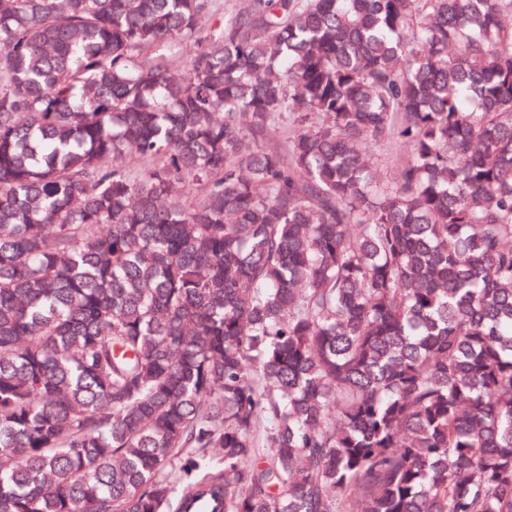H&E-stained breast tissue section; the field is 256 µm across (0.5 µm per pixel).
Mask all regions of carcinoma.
<instances>
[{"label": "carcinoma", "mask_w": 512, "mask_h": 512, "mask_svg": "<svg viewBox=\"0 0 512 512\" xmlns=\"http://www.w3.org/2000/svg\"><path fill=\"white\" fill-rule=\"evenodd\" d=\"M511 16L0 0V512H512Z\"/></svg>", "instance_id": "carcinoma-1"}]
</instances>
